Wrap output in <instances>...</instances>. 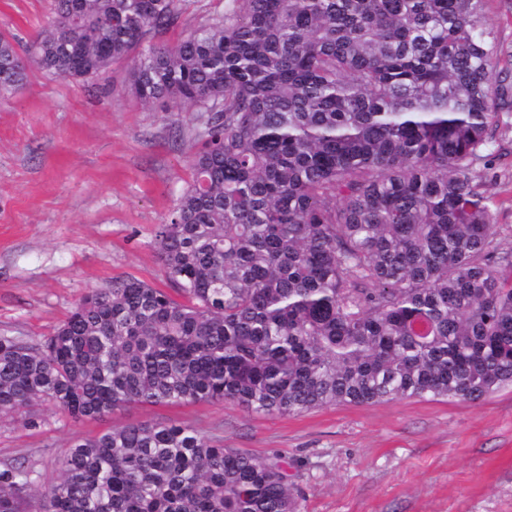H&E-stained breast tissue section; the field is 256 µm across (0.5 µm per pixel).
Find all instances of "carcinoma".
I'll use <instances>...</instances> for the list:
<instances>
[{"label":"carcinoma","mask_w":512,"mask_h":512,"mask_svg":"<svg viewBox=\"0 0 512 512\" xmlns=\"http://www.w3.org/2000/svg\"><path fill=\"white\" fill-rule=\"evenodd\" d=\"M181 0H51L29 64L206 114L155 239L172 285L86 296L41 346L0 336V415L224 402L295 415L512 384V255L477 167L498 127L484 0H225L173 44ZM0 469V512H301L283 463L175 421L77 440L61 478Z\"/></svg>","instance_id":"obj_1"}]
</instances>
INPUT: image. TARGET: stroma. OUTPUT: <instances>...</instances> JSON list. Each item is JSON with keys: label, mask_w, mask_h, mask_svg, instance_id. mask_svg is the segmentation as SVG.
Wrapping results in <instances>:
<instances>
[{"label": "stroma", "mask_w": 512, "mask_h": 512, "mask_svg": "<svg viewBox=\"0 0 512 512\" xmlns=\"http://www.w3.org/2000/svg\"><path fill=\"white\" fill-rule=\"evenodd\" d=\"M50 0H0V33L36 37ZM512 91V0H486ZM111 79L78 82L30 66L26 86L0 96V336L42 344L86 295L133 277L170 283L155 242L191 178L201 113L145 106ZM482 172L495 223L512 225V112ZM34 424L0 419V468L60 477L76 439L174 420L224 447L281 458L302 512H512V385L477 404L403 398L277 416L223 402L137 404L73 420L47 402Z\"/></svg>", "instance_id": "stroma-1"}]
</instances>
